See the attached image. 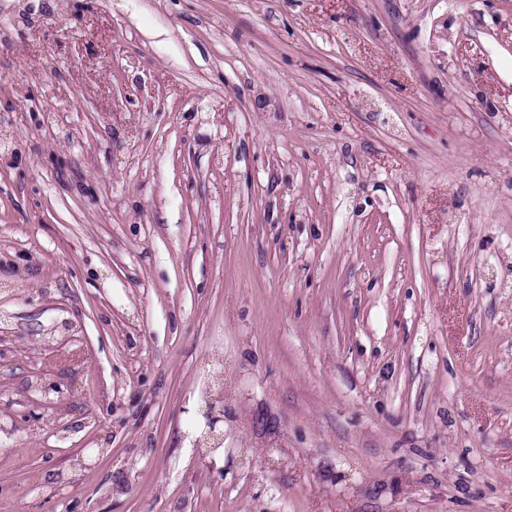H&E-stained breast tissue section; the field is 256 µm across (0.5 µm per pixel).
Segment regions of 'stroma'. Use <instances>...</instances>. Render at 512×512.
Here are the masks:
<instances>
[{"label": "stroma", "instance_id": "stroma-1", "mask_svg": "<svg viewBox=\"0 0 512 512\" xmlns=\"http://www.w3.org/2000/svg\"><path fill=\"white\" fill-rule=\"evenodd\" d=\"M0 327V512H512V0H0Z\"/></svg>", "mask_w": 512, "mask_h": 512}]
</instances>
